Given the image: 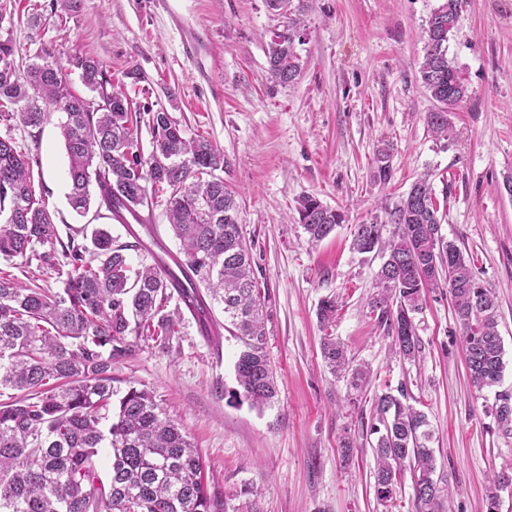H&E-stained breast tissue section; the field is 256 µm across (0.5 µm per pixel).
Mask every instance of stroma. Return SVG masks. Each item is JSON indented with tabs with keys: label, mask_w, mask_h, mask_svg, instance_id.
Instances as JSON below:
<instances>
[{
	"label": "stroma",
	"mask_w": 512,
	"mask_h": 512,
	"mask_svg": "<svg viewBox=\"0 0 512 512\" xmlns=\"http://www.w3.org/2000/svg\"><path fill=\"white\" fill-rule=\"evenodd\" d=\"M0 0V40L18 71L53 54L84 92L73 57L98 60L133 108L162 109L188 135L224 152L221 173L240 205L243 236L268 295L267 354L277 397L258 409L231 398L239 341L201 336L185 318L168 346L140 341L112 368L113 386L151 389L166 415L198 448L205 473L224 488V512H414L411 478L381 505L374 492L370 426L379 395L405 387L424 411L437 470L454 512H487L494 472L512 463V432L498 429L467 374L447 278L427 288L414 316L421 351L393 354L385 326L368 306L378 252L353 246L357 225L429 175L446 199L445 240L472 255L491 288L503 342V388L512 387V0H463L448 57L467 79V100L449 112V139H434L425 116L436 103L419 77L425 29L440 0H314L304 16L296 82H272L267 45L282 18L267 0ZM63 113L49 111L39 134L0 122V138L31 159L34 186L60 237L107 225L108 212L76 215L67 200L69 163ZM393 146L392 179L374 177L380 141ZM313 196L345 221L313 244L298 202ZM335 298L336 320L322 326L319 302ZM341 342L369 371L363 390L326 367L324 336ZM353 456L343 460L341 443Z\"/></svg>",
	"instance_id": "stroma-1"
}]
</instances>
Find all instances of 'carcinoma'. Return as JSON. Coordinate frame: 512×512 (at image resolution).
<instances>
[{
  "label": "carcinoma",
  "instance_id": "obj_1",
  "mask_svg": "<svg viewBox=\"0 0 512 512\" xmlns=\"http://www.w3.org/2000/svg\"><path fill=\"white\" fill-rule=\"evenodd\" d=\"M305 0H267L283 18L266 51L271 79L292 85L301 73L299 29ZM462 0H442L426 28L422 84L437 102L426 114L431 135L448 139L450 109L468 97L460 69L448 60V41ZM83 84L98 94L92 101L76 94L68 73L50 60L30 65L23 75L0 69V121L19 120L40 130L53 107L66 115L61 125L69 159V205L86 215L92 202L112 219L152 210L155 194L166 192L170 231L180 242L176 270L161 271V259L131 268L128 252L148 245L132 230L121 242L103 227L91 244L75 234L54 244L53 215L36 195L29 156L15 142L0 138V260H37L62 283L59 291L24 286L0 275V390L16 395L0 402V512H224V490L204 478L199 452L168 418L153 391L112 386V366L131 356L141 340L163 346L178 335L189 313L209 337L231 325L241 342L235 362V398L254 408L271 404L277 389L266 351L262 293L242 234L235 194L215 171L223 152L201 136H187L163 110L135 112L123 92L93 58H78ZM152 128L149 154L140 149L142 122ZM391 147L376 153L374 177L392 178ZM300 223L318 242L344 222V214L306 196L298 202ZM385 219L359 224L354 244L361 252L380 247L384 261L376 273L379 292L369 301L378 322L391 331V347L414 359L419 338L413 315L423 309L425 289L448 271V288L458 318L467 372L474 387L495 390L489 407L498 427L512 431V390L498 389L505 363L492 289L481 285L474 258L444 241L440 204L430 181L421 177ZM391 225V235L382 231ZM224 305V321L211 317L207 299ZM174 309H169L172 300ZM338 304L321 300L323 326L336 319ZM322 355L332 372L348 369L346 352L326 336ZM399 395L377 400L374 487L377 499H393L405 472L414 482L415 512H452L449 480L436 473L435 450L424 412ZM110 458L108 479L97 469L101 451ZM512 465L492 477L488 512H497V491Z\"/></svg>",
  "mask_w": 512,
  "mask_h": 512
}]
</instances>
